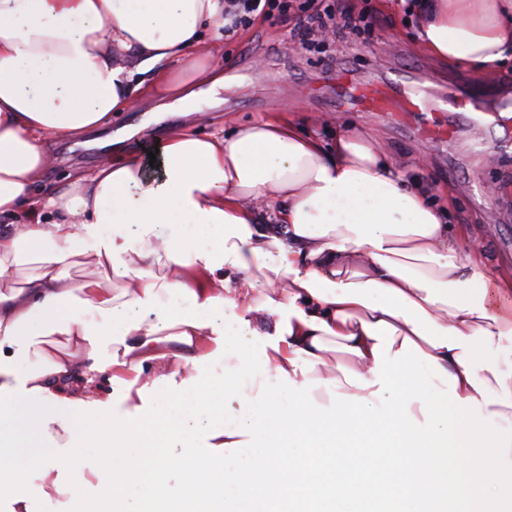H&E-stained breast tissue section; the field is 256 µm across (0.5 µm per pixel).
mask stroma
Instances as JSON below:
<instances>
[{
    "label": "stroma",
    "mask_w": 512,
    "mask_h": 512,
    "mask_svg": "<svg viewBox=\"0 0 512 512\" xmlns=\"http://www.w3.org/2000/svg\"><path fill=\"white\" fill-rule=\"evenodd\" d=\"M355 9L373 10L379 22L370 45L330 44L327 56L305 55L288 46V21L255 15L250 25L224 39L223 67L232 81L220 92L221 110L203 101L194 112L150 115L147 97L112 119L113 129L137 126V133L121 142V149L139 152L151 140L166 141L171 130L199 122L202 132L223 124L225 133L271 113L304 117L308 129L324 144H332L342 128L359 124L373 131L384 150L408 176L429 186L432 201L448 205L449 221L466 225L491 259L512 262V129L486 122L473 130L468 120L458 123L452 140L431 142L419 130L425 113L407 121L375 112H359L340 103L336 77L357 82L381 81L395 89L420 87L429 93L454 90L461 98L483 100L490 111L512 113V60L490 75L474 69L456 70L435 61L417 48L415 23L395 0H347ZM112 146L52 140L46 146V178L60 182L88 174L112 155ZM500 192L487 197L485 187Z\"/></svg>",
    "instance_id": "1"
}]
</instances>
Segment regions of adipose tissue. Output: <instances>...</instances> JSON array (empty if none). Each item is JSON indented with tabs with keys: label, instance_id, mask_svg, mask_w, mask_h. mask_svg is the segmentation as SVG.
Wrapping results in <instances>:
<instances>
[{
	"label": "adipose tissue",
	"instance_id": "ef3b65f1",
	"mask_svg": "<svg viewBox=\"0 0 512 512\" xmlns=\"http://www.w3.org/2000/svg\"><path fill=\"white\" fill-rule=\"evenodd\" d=\"M224 7L0 0L6 512L54 493L70 512H352L377 483L392 512H498L512 500V370L496 349L512 315L492 300L512 297V269L490 267L371 131L326 147L294 116L228 136L183 126L162 182L126 154L33 194L47 139L108 127L134 74L153 72L160 111L216 97ZM413 12L419 48L448 67L490 74L512 58V0ZM81 265L95 277L75 280ZM148 441L157 455L133 465Z\"/></svg>",
	"mask_w": 512,
	"mask_h": 512
}]
</instances>
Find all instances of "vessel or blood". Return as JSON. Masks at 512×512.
<instances>
[{
  "mask_svg": "<svg viewBox=\"0 0 512 512\" xmlns=\"http://www.w3.org/2000/svg\"><path fill=\"white\" fill-rule=\"evenodd\" d=\"M336 82L348 100L354 101L362 112H433L437 109L429 95L418 89L399 94L383 84H353L344 75L337 77ZM446 105L447 119L432 122L424 128L425 138L442 140L452 137L462 105L453 96L448 97Z\"/></svg>",
  "mask_w": 512,
  "mask_h": 512,
  "instance_id": "1",
  "label": "vessel or blood"
}]
</instances>
